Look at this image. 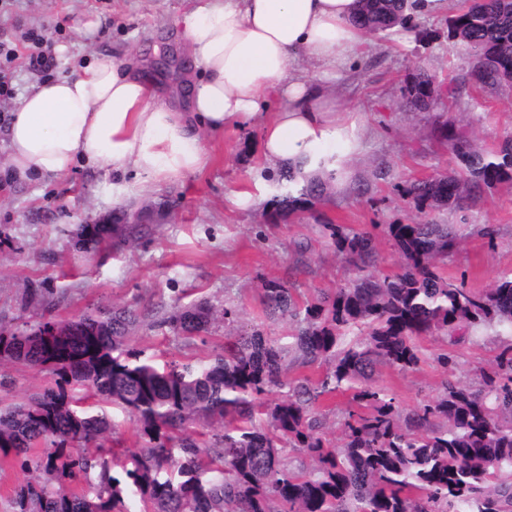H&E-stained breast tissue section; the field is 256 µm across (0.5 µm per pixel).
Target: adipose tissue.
<instances>
[{
  "label": "adipose tissue",
  "instance_id": "obj_1",
  "mask_svg": "<svg viewBox=\"0 0 512 512\" xmlns=\"http://www.w3.org/2000/svg\"><path fill=\"white\" fill-rule=\"evenodd\" d=\"M358 8L359 0H206L180 20L196 73L189 111L159 100L147 73L104 58L21 97L4 168L21 180L59 178L81 157L162 183L207 164L203 134L255 123L271 170L299 163L344 182L367 130L291 65L306 56L327 79L344 69L367 42ZM273 94L282 104L270 112Z\"/></svg>",
  "mask_w": 512,
  "mask_h": 512
}]
</instances>
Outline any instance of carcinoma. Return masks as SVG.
I'll list each match as a JSON object with an SVG mask.
<instances>
[{
	"label": "carcinoma",
	"instance_id": "carcinoma-1",
	"mask_svg": "<svg viewBox=\"0 0 512 512\" xmlns=\"http://www.w3.org/2000/svg\"><path fill=\"white\" fill-rule=\"evenodd\" d=\"M359 2L356 23L372 34L412 24L406 0ZM448 41L473 55L480 86L512 83V0H466L448 17ZM406 106L439 118L447 111L425 72L408 84ZM446 138L461 168L408 184L421 212L460 209L512 183V135L495 151L451 132ZM276 182L273 205L283 217L310 209L328 186L320 177L301 185L289 167ZM119 228L79 224L75 246L93 250ZM324 228L351 277L303 303L279 282L264 284L268 314L296 323L286 342L237 330L206 360L159 367L129 347L141 315L117 304L0 331V363L57 376L20 402L0 404V455L28 474L10 512H132L131 496L142 504L138 512H512V341L477 384L450 375L434 400L411 413L368 384L377 364L414 368L419 338L512 334V276L475 291L443 274L439 261L461 240L455 224L386 225L399 261L393 275L374 269L369 233ZM235 316L190 304L152 326L190 338ZM290 357L325 372L290 380ZM274 388L284 394L268 404ZM87 392L136 419L141 452L119 456L108 415L81 406ZM344 392L356 408L345 412L336 446L320 434L314 405ZM194 425L207 440L186 434ZM42 443L43 454L31 455ZM286 446L297 456L284 455Z\"/></svg>",
	"mask_w": 512,
	"mask_h": 512
}]
</instances>
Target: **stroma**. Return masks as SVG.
<instances>
[{"label":"stroma","mask_w":512,"mask_h":512,"mask_svg":"<svg viewBox=\"0 0 512 512\" xmlns=\"http://www.w3.org/2000/svg\"><path fill=\"white\" fill-rule=\"evenodd\" d=\"M189 0H0V47L15 58H0V73L14 94L0 98V120L19 96L42 82L24 56L35 32H48L56 63L49 75L63 77L101 58L128 57L149 66L163 98L183 94V40L178 22ZM447 14L414 18L411 27L390 36H371L364 53L352 59L332 86L344 107L369 130L364 149L345 187L333 188L311 210L280 217L271 202L278 185L257 149L258 127L225 128L207 136L210 156L200 171L166 183H143L135 172L117 175L77 161L62 179L18 180L0 172V327L15 328L44 317L77 318L98 304L130 305L143 314L131 344L164 365L221 352L225 329L206 339L161 335L155 320L189 301L230 305L238 323L272 337L290 334V322L264 311L262 288L275 280L292 287L299 300L344 285L348 266L331 245L327 225L367 232L379 242L377 268L398 270L385 233L389 224H409L421 215L405 192L408 183L460 167L433 118L407 111L405 88L426 69L442 88L456 91L448 114L454 130L487 150L512 133V86L481 88L471 76L470 57L449 44ZM250 193L254 205L232 204L233 194ZM164 199L162 223L134 244L94 252L74 248L72 233L116 208L139 209ZM435 221L462 225L463 244L444 270L471 289L485 288L512 274V184L482 193L457 210L434 212ZM492 226L494 238L478 235ZM419 365L402 372L379 367L371 382L409 412L435 398L447 376L476 383L481 368L498 352L493 336L420 340ZM455 358L447 372L440 355ZM53 375L17 364L0 365V400L19 401L52 383Z\"/></svg>","instance_id":"1"}]
</instances>
